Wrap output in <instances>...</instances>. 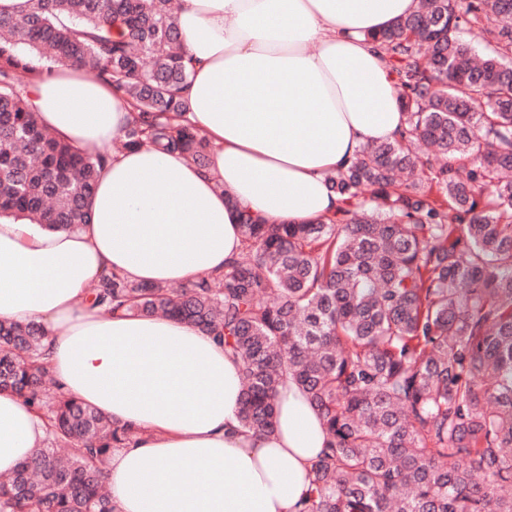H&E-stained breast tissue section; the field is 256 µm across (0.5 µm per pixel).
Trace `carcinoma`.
Wrapping results in <instances>:
<instances>
[{"instance_id":"1","label":"carcinoma","mask_w":512,"mask_h":512,"mask_svg":"<svg viewBox=\"0 0 512 512\" xmlns=\"http://www.w3.org/2000/svg\"><path fill=\"white\" fill-rule=\"evenodd\" d=\"M31 2L0 14V214L89 223L105 160L30 109L34 60L88 67L123 93L136 118L122 148L149 142L208 165L180 95L174 0ZM372 40L406 127L328 176L345 202L336 217L243 213L249 260L178 290L112 271L92 296L107 313H161L224 345L249 430L274 429L277 387L293 380L327 432L298 512H512V0H419ZM43 336L0 320V392L49 422L44 446L0 481V512H116L101 465L130 429L46 389Z\"/></svg>"}]
</instances>
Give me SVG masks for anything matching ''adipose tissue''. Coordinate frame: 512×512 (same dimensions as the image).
Instances as JSON below:
<instances>
[{"instance_id": "obj_1", "label": "adipose tissue", "mask_w": 512, "mask_h": 512, "mask_svg": "<svg viewBox=\"0 0 512 512\" xmlns=\"http://www.w3.org/2000/svg\"><path fill=\"white\" fill-rule=\"evenodd\" d=\"M417 4L178 0L187 117L211 145L204 168L150 145L111 151L133 118L130 101L82 68L34 65L39 121L112 157L97 173L90 223L49 230L0 215V319L41 324L65 393L133 427L104 464L117 512H297L325 443L297 385L277 388L274 432L245 430L240 364L223 346L173 318L103 314L88 290L112 271L161 285L222 273L242 250V208L265 224L338 212L328 174L404 128L372 36ZM46 437L44 419L0 394V474Z\"/></svg>"}]
</instances>
